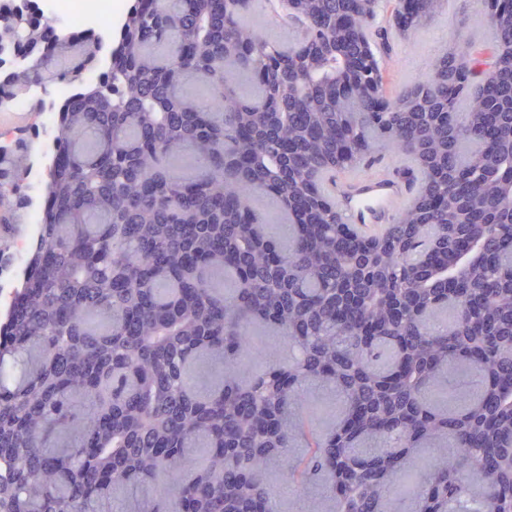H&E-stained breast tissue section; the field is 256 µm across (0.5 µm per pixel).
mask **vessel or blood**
<instances>
[{"instance_id":"vessel-or-blood-1","label":"vessel or blood","mask_w":512,"mask_h":512,"mask_svg":"<svg viewBox=\"0 0 512 512\" xmlns=\"http://www.w3.org/2000/svg\"><path fill=\"white\" fill-rule=\"evenodd\" d=\"M375 175H350L325 181L323 189L336 201L344 223L376 234L395 223L401 210L412 202L411 187L404 173L408 166L399 159L380 160Z\"/></svg>"}]
</instances>
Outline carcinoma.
Here are the masks:
<instances>
[{"instance_id":"carcinoma-1","label":"carcinoma","mask_w":512,"mask_h":512,"mask_svg":"<svg viewBox=\"0 0 512 512\" xmlns=\"http://www.w3.org/2000/svg\"><path fill=\"white\" fill-rule=\"evenodd\" d=\"M257 2L134 0L111 63L60 106L37 244L0 328V512H277L274 463L298 488L324 484L336 512H384L426 449L411 512H512V194L489 191L512 181V0L484 13L502 48L490 75L467 73L456 42L395 91L370 23L417 28L438 0H279L300 24L286 46L248 23ZM0 43L25 56L0 100L102 61L101 37L49 23ZM381 144L424 186L366 235L321 183ZM29 168L18 138L0 224L28 208ZM257 189L288 197V242ZM468 238L490 263L457 281ZM257 324L288 355L251 373ZM458 372L467 394L431 401ZM309 384L341 399L323 434L300 413ZM260 201L256 203V199L254 201V206L256 210L264 217L266 224H268L269 232L279 240H286L288 237V224L284 220V213L281 209L277 208L275 202L263 198L261 196Z\"/></svg>"}]
</instances>
